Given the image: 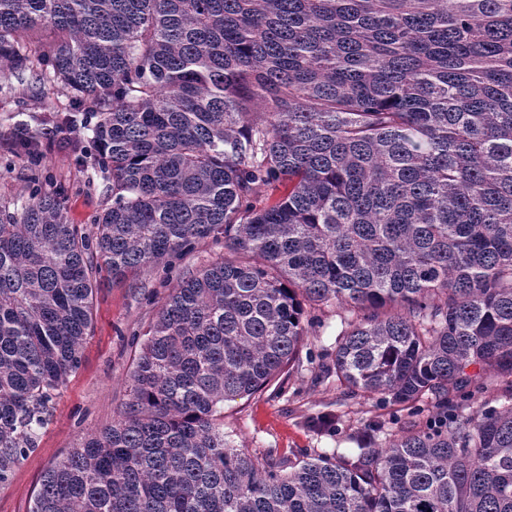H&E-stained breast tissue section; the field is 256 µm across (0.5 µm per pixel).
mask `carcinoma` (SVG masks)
<instances>
[{"label": "carcinoma", "instance_id": "1", "mask_svg": "<svg viewBox=\"0 0 512 512\" xmlns=\"http://www.w3.org/2000/svg\"><path fill=\"white\" fill-rule=\"evenodd\" d=\"M92 104L112 206L0 204V484L82 361L95 273L201 241L112 424L30 512H512V403L448 416L474 367L512 376V0H0V64ZM270 190L265 198L261 187ZM343 317L353 392L436 424L354 455L259 460L224 402L299 361L306 307Z\"/></svg>", "mask_w": 512, "mask_h": 512}]
</instances>
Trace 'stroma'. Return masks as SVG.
<instances>
[{
    "instance_id": "obj_1",
    "label": "stroma",
    "mask_w": 512,
    "mask_h": 512,
    "mask_svg": "<svg viewBox=\"0 0 512 512\" xmlns=\"http://www.w3.org/2000/svg\"><path fill=\"white\" fill-rule=\"evenodd\" d=\"M39 68H27L0 89V202H13L29 189H59L71 223L84 231L112 204V193L92 166H80L72 141L89 142L87 127L53 125L50 114L67 100L43 89ZM21 138L40 141V161L15 149ZM224 256V246L210 241L123 281L107 271L96 275L92 327L83 343L82 364L52 402L51 415L37 448L0 485V512H29L48 467L74 448L81 437L111 424L127 398V381L140 342L170 288L183 275ZM341 309L323 306L311 314L312 325L300 352V364L272 386L224 403V434L232 445L257 457L295 458L303 454H351L365 446L382 448L409 422L433 417L432 402L396 403L378 395L350 393L328 368L341 330ZM512 399V376L481 373L468 395L451 397L450 413L470 414L497 408ZM323 418L332 430L312 421Z\"/></svg>"
}]
</instances>
